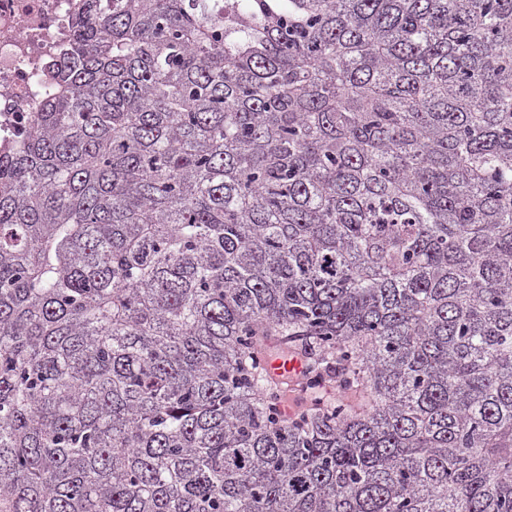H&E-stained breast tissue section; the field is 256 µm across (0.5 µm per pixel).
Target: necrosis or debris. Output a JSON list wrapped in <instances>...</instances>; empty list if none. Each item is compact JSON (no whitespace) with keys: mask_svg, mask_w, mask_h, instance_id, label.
I'll use <instances>...</instances> for the list:
<instances>
[{"mask_svg":"<svg viewBox=\"0 0 512 512\" xmlns=\"http://www.w3.org/2000/svg\"><path fill=\"white\" fill-rule=\"evenodd\" d=\"M71 14L72 0H0V148L22 140Z\"/></svg>","mask_w":512,"mask_h":512,"instance_id":"1","label":"necrosis or debris"}]
</instances>
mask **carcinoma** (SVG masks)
Wrapping results in <instances>:
<instances>
[{
    "instance_id": "obj_1",
    "label": "carcinoma",
    "mask_w": 512,
    "mask_h": 512,
    "mask_svg": "<svg viewBox=\"0 0 512 512\" xmlns=\"http://www.w3.org/2000/svg\"><path fill=\"white\" fill-rule=\"evenodd\" d=\"M0 156V512H512V0H77ZM275 334L369 392L289 419Z\"/></svg>"
}]
</instances>
